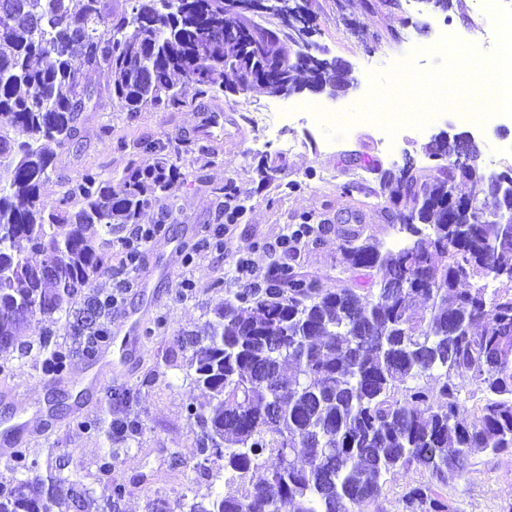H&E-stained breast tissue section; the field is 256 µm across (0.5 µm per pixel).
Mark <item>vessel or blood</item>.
I'll list each match as a JSON object with an SVG mask.
<instances>
[{
  "mask_svg": "<svg viewBox=\"0 0 512 512\" xmlns=\"http://www.w3.org/2000/svg\"><path fill=\"white\" fill-rule=\"evenodd\" d=\"M140 330L139 319H127L125 325L114 330L108 338L98 340L82 361L84 370L76 379V386L91 390L100 382L98 375L93 374V367H101L111 373L121 372L128 360L131 346ZM29 431L25 422L13 424L0 430V454L13 455L18 445Z\"/></svg>",
  "mask_w": 512,
  "mask_h": 512,
  "instance_id": "b4317fda",
  "label": "vessel or blood"
}]
</instances>
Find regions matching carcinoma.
<instances>
[{
  "instance_id": "cac0c4a2",
  "label": "carcinoma",
  "mask_w": 512,
  "mask_h": 512,
  "mask_svg": "<svg viewBox=\"0 0 512 512\" xmlns=\"http://www.w3.org/2000/svg\"><path fill=\"white\" fill-rule=\"evenodd\" d=\"M247 0H0V350L37 317L61 315L71 344L44 331L50 373L63 374L88 336L110 333L112 295L94 279L112 271V246L128 224L165 199L176 206L180 168L165 147L146 167L116 179L86 170L58 205L41 187L57 149L75 143L83 113L107 78L130 115L178 108L188 90L278 91L318 78L286 52L300 27ZM437 177L386 171L382 193L407 189L400 230L413 240L388 248L364 229L344 230L342 272L365 285L336 287L296 271L297 253L252 288L229 290L202 327L175 343L189 352L184 380L208 391L188 404L199 454L235 479L179 505L147 512H366L396 470L428 474L403 495L405 512H451L440 492L476 455L512 452V222L479 217L464 203L483 185L479 162L440 167ZM76 206L69 207L70 201ZM321 224L288 234L316 241ZM41 256L38 263L29 254ZM383 270L374 282L372 271ZM441 381L434 389L425 380ZM483 393L468 424L457 381ZM124 444L137 421L79 420ZM0 481V512H85V486L43 477L21 448Z\"/></svg>"
}]
</instances>
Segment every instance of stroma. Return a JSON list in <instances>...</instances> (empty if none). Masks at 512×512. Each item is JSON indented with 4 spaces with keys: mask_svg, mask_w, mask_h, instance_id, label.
<instances>
[{
    "mask_svg": "<svg viewBox=\"0 0 512 512\" xmlns=\"http://www.w3.org/2000/svg\"><path fill=\"white\" fill-rule=\"evenodd\" d=\"M307 9L316 41L331 57L351 66L354 81L333 100L303 91L296 97L300 103L326 102L343 111L366 97L371 73L385 71L406 56H414L421 71L437 66L440 58L431 49L445 32L464 41L479 34L478 49L485 54L492 49L491 24L480 19L482 0H452L443 16L422 11L419 0H307ZM285 102V97L260 89L238 95L190 94L180 108L133 116L105 96L97 111L85 113L77 145L57 151L56 168L41 189L50 203L61 199L69 180L84 170L113 178L129 167L151 164L155 156L145 151L148 143L176 150L183 175L176 210L164 218L156 205L141 217L145 224L164 222L163 237L143 254L139 274L148 280L146 293H128L109 325L121 326L137 312L153 336L139 338L121 377L104 376L76 415L72 407L77 390L71 380L77 363H70L58 382L41 372L43 355L34 344L47 320H33L19 337L20 346L30 345V353L0 351V420L13 412L29 419L35 432L24 445L32 458L41 463L51 455L67 460L62 476L86 486L91 505L103 504L119 486L125 491L121 512H146L150 500L181 487L199 461L186 405L191 400L205 402L208 395L189 390L180 370L185 353L174 338L201 325L227 298L239 255H250L261 271H268L274 262L267 252L269 243L297 224H324L327 232L302 247L296 265L302 273L335 282L341 276L344 229L360 224L384 241L397 232L388 197L380 190L379 168L396 170L411 158L422 175H437L424 147L443 131L471 132L481 149L484 172L512 169V121L494 128L473 127L448 112L423 131L404 129L403 141L394 146L384 143L376 125L367 121L355 122L336 140L327 138L325 128L297 121L271 136L256 123V111ZM206 112L223 113L224 134L203 148L194 132ZM271 161L280 170L268 182L259 170ZM229 180L247 194L245 214L225 237L223 255L205 249L185 262L183 254L172 253V243H195L223 223L219 189ZM187 280L193 288L186 292L182 285ZM126 389L135 394L131 403L108 404L107 393ZM79 415L137 419L144 432L122 445L111 472L104 474L97 463L109 443L102 434L78 429L74 419ZM442 493L454 512H512V454L476 457L468 473L450 479Z\"/></svg>",
    "mask_w": 512,
    "mask_h": 512,
    "instance_id": "stroma-1",
    "label": "stroma"
}]
</instances>
